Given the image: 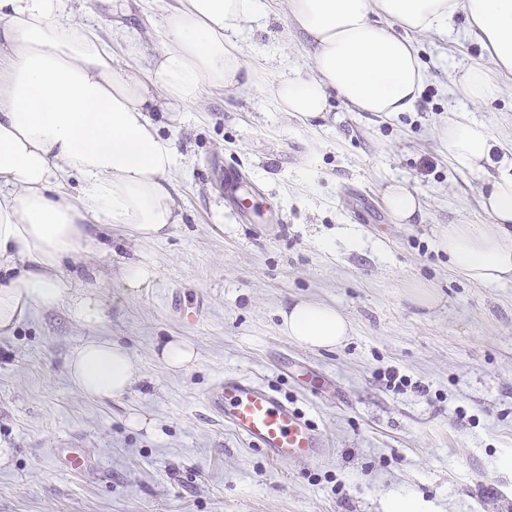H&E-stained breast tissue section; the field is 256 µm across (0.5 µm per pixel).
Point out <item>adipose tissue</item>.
<instances>
[{
	"label": "adipose tissue",
	"instance_id": "1",
	"mask_svg": "<svg viewBox=\"0 0 512 512\" xmlns=\"http://www.w3.org/2000/svg\"><path fill=\"white\" fill-rule=\"evenodd\" d=\"M103 33L88 0H0V335L57 306L94 329L105 301L79 292L63 273L94 242V227L124 230L153 243L180 223L171 192L177 155L151 119L152 107L188 112L205 89L251 88L261 73L235 38L243 22L268 13L260 0H172L157 58L140 64L139 37L125 25L147 0H107ZM291 19L315 43L307 75L279 70L278 111L324 118L337 93L360 112L412 111L426 73L410 36L449 28L464 13L486 58L459 72L463 96L494 100V77L512 73V0H288ZM437 137L460 171L481 169L491 150L487 127L458 112ZM77 181L76 192L66 184ZM394 221L423 215L403 182L383 188ZM486 224H451L438 235L453 270L475 283L512 282V166L488 177ZM280 330L312 350H332L350 332L328 304L300 300L281 308ZM72 383L93 398L129 391L136 372L120 342L95 336L67 363Z\"/></svg>",
	"mask_w": 512,
	"mask_h": 512
}]
</instances>
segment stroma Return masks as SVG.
I'll list each match as a JSON object with an SVG mask.
<instances>
[{
  "label": "stroma",
  "instance_id": "stroma-1",
  "mask_svg": "<svg viewBox=\"0 0 512 512\" xmlns=\"http://www.w3.org/2000/svg\"><path fill=\"white\" fill-rule=\"evenodd\" d=\"M168 2L126 20L144 59L162 47ZM452 26L413 37L427 74L414 111L357 112L335 95L305 123L272 96L266 51L280 48L301 74L314 51L279 0L264 27L244 23L238 36L266 70L257 86L209 88L195 110L154 113L178 156L182 223L147 247L111 231L108 250L64 268L107 301L98 333L129 349L135 381L109 400L71 383L67 359L90 332L66 308L0 335V512H387L397 496L426 512H512V283H471L436 245L444 226L489 221L486 176L512 163V76L490 103H469L453 78L485 50L464 15ZM460 110L499 143L484 170H455L437 138ZM393 179L419 195L421 223L393 222L381 193ZM139 258L158 277L126 287L123 267ZM300 299L342 311L346 343L311 351L284 336L278 312ZM173 336L196 348L190 370L160 361ZM229 373L293 402L324 452L275 464L226 428L201 397ZM134 413L152 431L129 427ZM65 444L92 470L61 467Z\"/></svg>",
  "mask_w": 512,
  "mask_h": 512
}]
</instances>
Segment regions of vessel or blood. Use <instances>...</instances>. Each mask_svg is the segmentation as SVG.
<instances>
[{
	"mask_svg": "<svg viewBox=\"0 0 512 512\" xmlns=\"http://www.w3.org/2000/svg\"><path fill=\"white\" fill-rule=\"evenodd\" d=\"M203 403L269 461L306 462L323 449L316 426L257 379L238 374L225 376L204 395Z\"/></svg>",
	"mask_w": 512,
	"mask_h": 512,
	"instance_id": "obj_1",
	"label": "vessel or blood"
}]
</instances>
